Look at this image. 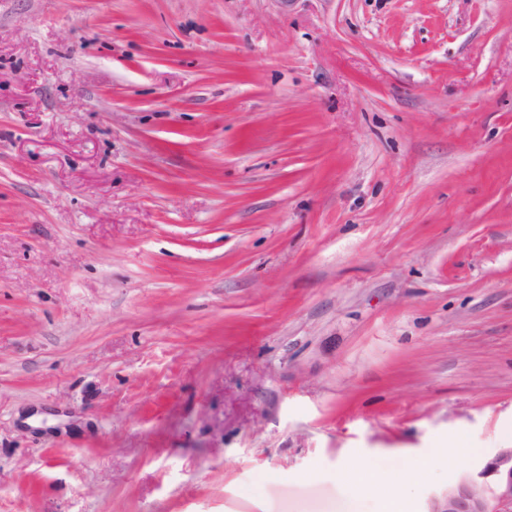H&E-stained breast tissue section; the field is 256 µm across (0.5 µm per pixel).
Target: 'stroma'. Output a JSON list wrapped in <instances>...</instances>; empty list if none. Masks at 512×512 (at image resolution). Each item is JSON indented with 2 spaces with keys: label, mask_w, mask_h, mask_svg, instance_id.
<instances>
[{
  "label": "stroma",
  "mask_w": 512,
  "mask_h": 512,
  "mask_svg": "<svg viewBox=\"0 0 512 512\" xmlns=\"http://www.w3.org/2000/svg\"><path fill=\"white\" fill-rule=\"evenodd\" d=\"M510 446L512 0H0V512H431Z\"/></svg>",
  "instance_id": "35a3bbf8"
}]
</instances>
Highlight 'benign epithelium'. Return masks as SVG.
I'll return each instance as SVG.
<instances>
[{
  "mask_svg": "<svg viewBox=\"0 0 512 512\" xmlns=\"http://www.w3.org/2000/svg\"><path fill=\"white\" fill-rule=\"evenodd\" d=\"M432 512H512V447L449 487Z\"/></svg>",
  "mask_w": 512,
  "mask_h": 512,
  "instance_id": "benign-epithelium-1",
  "label": "benign epithelium"
}]
</instances>
